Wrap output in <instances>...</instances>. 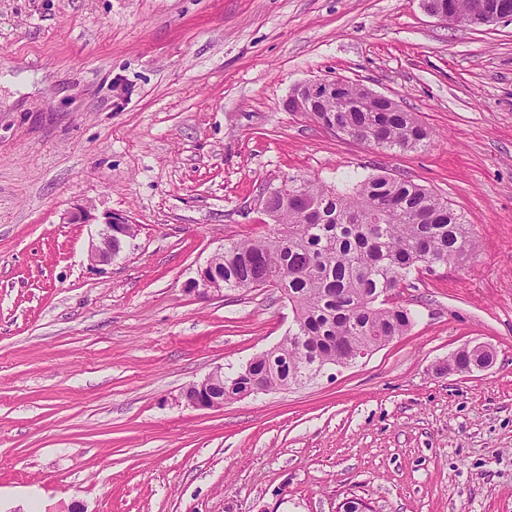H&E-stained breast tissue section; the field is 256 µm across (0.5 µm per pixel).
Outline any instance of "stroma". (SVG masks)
<instances>
[{
    "instance_id": "obj_1",
    "label": "stroma",
    "mask_w": 512,
    "mask_h": 512,
    "mask_svg": "<svg viewBox=\"0 0 512 512\" xmlns=\"http://www.w3.org/2000/svg\"><path fill=\"white\" fill-rule=\"evenodd\" d=\"M335 79L435 137L370 148L288 100ZM394 175L472 253L414 272L411 329L310 382L180 397L293 324L275 288L192 290L266 231L265 183ZM86 204L138 227L106 263ZM492 367L442 371L467 343ZM512 512V21L423 0H0V512ZM444 1L446 4L450 5L452 12L455 13L459 19L466 16L469 8L464 23L473 28L512 20V16L503 12L499 5V3L504 5L505 8L512 13V0H497L499 3L494 0H471V2L470 0ZM424 5L432 16L438 17L446 22H456L454 14L449 11L444 2L439 0H427L424 1ZM458 352H466L472 356V365L468 366L465 370L459 371L455 370L454 367H449V357H448V370H451L455 373L461 374H470L475 371H481L489 368L494 363L495 358V350L488 344L478 342V343H467L461 348H459L454 353Z\"/></svg>"
}]
</instances>
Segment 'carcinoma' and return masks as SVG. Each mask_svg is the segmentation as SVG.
Segmentation results:
<instances>
[{
    "label": "carcinoma",
    "mask_w": 512,
    "mask_h": 512,
    "mask_svg": "<svg viewBox=\"0 0 512 512\" xmlns=\"http://www.w3.org/2000/svg\"><path fill=\"white\" fill-rule=\"evenodd\" d=\"M319 108L344 134L366 130L382 148L416 151L432 139L413 113L368 98L358 85ZM286 180L288 191L269 204L278 221L224 246L218 269L226 289H279L294 323L250 371L224 373L226 389L300 383L318 366H339L406 334L414 315L390 302L392 292L412 272L463 259L472 246L464 215L412 181L374 174L338 191L302 176Z\"/></svg>",
    "instance_id": "obj_1"
}]
</instances>
